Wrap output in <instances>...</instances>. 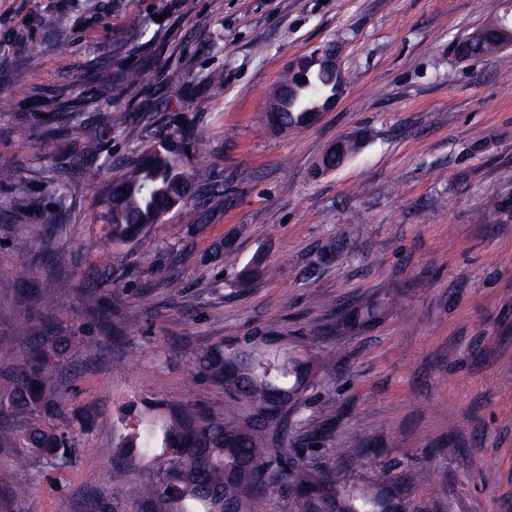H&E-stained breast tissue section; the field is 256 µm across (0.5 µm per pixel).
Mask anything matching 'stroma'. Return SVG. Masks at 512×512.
<instances>
[{
  "instance_id": "stroma-1",
  "label": "stroma",
  "mask_w": 512,
  "mask_h": 512,
  "mask_svg": "<svg viewBox=\"0 0 512 512\" xmlns=\"http://www.w3.org/2000/svg\"><path fill=\"white\" fill-rule=\"evenodd\" d=\"M49 11L64 21L66 52L41 25ZM490 13V0H0V83L17 88L0 108V162L23 159L31 192L58 145L44 134L48 113L94 94L101 71L156 64L118 101L130 123L97 159L96 183L44 199L76 222L26 275L14 255L27 237L0 187V372L24 317L92 348L62 371L74 407L114 416L136 394L220 406L222 390L193 385L194 356L270 326L336 357L304 412L310 430L331 429L317 456L363 448L374 469H430L435 481L411 498L436 512H512V47L464 61L450 50ZM32 47L44 52L36 71L19 65ZM326 47L343 75L335 106L302 127L273 124V87ZM210 74L222 91L205 85ZM175 114L194 133L184 163L210 167L225 193L199 214L170 212L151 230L158 249L125 244L127 268L113 271L104 190ZM354 135L363 148L323 169L325 151ZM257 253L274 273L240 290L235 275ZM167 267L181 272L178 292L154 275ZM62 276L80 298L46 304ZM382 294L392 305L381 320L337 328V313ZM12 441L0 422V488L17 491L9 512L109 503L108 460L21 467Z\"/></svg>"
}]
</instances>
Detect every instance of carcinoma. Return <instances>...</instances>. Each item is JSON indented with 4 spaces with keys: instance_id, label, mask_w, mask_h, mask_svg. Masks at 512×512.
I'll use <instances>...</instances> for the list:
<instances>
[{
    "instance_id": "carcinoma-1",
    "label": "carcinoma",
    "mask_w": 512,
    "mask_h": 512,
    "mask_svg": "<svg viewBox=\"0 0 512 512\" xmlns=\"http://www.w3.org/2000/svg\"><path fill=\"white\" fill-rule=\"evenodd\" d=\"M512 41V28L494 31L486 38L466 34L457 42L473 58L500 49ZM98 81L111 98H120L142 81L139 69L102 72ZM288 88V108L279 113L284 127L310 122L311 114L330 108L336 101L337 82L324 63L308 60L288 70L272 100ZM51 121L82 141L90 155L105 152L108 136L125 127L127 113L106 109L103 121L92 126L83 113L73 110L53 113ZM182 150L174 133H158L131 163V168L113 185L105 202L109 233L107 241L135 243L152 249L150 229L162 223L172 201L178 207L195 209L206 196L224 195V184L205 167L185 168ZM22 161L0 167V183L20 182ZM40 193L65 195L69 181L58 176L59 165L49 166ZM9 209L18 223L33 236L46 237L66 223L62 212L40 208L39 198L16 187ZM268 273L262 259L252 258L238 273L236 286L247 288ZM389 306L387 296L366 300L345 324L364 328L378 321ZM13 335L24 339V347L10 371L0 377V421L15 434L16 461L23 464L38 457L58 468L74 465L85 453L112 460V504L114 512L123 502L140 512L144 504L151 512H220L212 495L239 501L246 509L278 491L291 498L298 512H399L410 503L409 492L430 480L428 469L372 471L353 477L351 471L317 458L290 455L277 440L288 431L306 425L302 412L306 393L312 388L321 362L313 359L301 339L288 340L255 330L235 344L222 341L201 351L191 370L194 382L224 389V406L215 407L196 398L180 404L152 402L157 412L150 419L134 409L112 421L117 441L110 448H89L85 436L97 420H106L99 408L81 413L74 408L60 376L70 359L82 358L88 345L80 336L36 333L18 321ZM149 458L175 461L178 467L163 472L148 471L145 480L132 485L129 473L137 460Z\"/></svg>"
}]
</instances>
